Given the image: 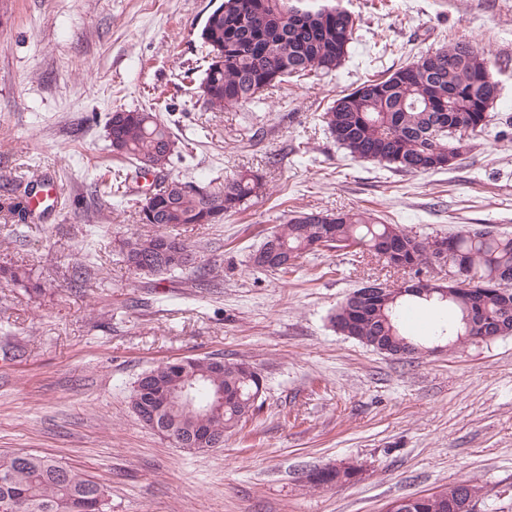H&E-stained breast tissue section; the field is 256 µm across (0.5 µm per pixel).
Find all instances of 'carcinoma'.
I'll use <instances>...</instances> for the list:
<instances>
[{"label":"carcinoma","instance_id":"1","mask_svg":"<svg viewBox=\"0 0 512 512\" xmlns=\"http://www.w3.org/2000/svg\"><path fill=\"white\" fill-rule=\"evenodd\" d=\"M354 20L341 0H218L197 32L206 54L224 53V64L211 63L198 75L209 86L203 106L210 112L247 105L263 92L292 78L330 75L342 65L353 43ZM499 82L490 60L470 42H455L420 56L382 78L367 80L338 98L322 119L336 144L350 156L395 165L410 173L445 170L448 149L463 156L471 151V138L490 125L489 110L497 101ZM107 138L119 144L116 155L140 169L147 159L159 188L145 199L142 208L150 215L140 218L162 231L148 236L132 235L119 242L126 266L140 274H172L183 270L173 255L160 249L177 236L166 232L185 224H220L262 193L264 176L246 171L206 187V192L187 191V182L163 176L177 149L168 127L146 109L116 110L106 123ZM34 185L7 205L21 221L29 219L27 202ZM321 212L295 211L267 238L276 250L263 259L249 257L253 269L284 278L297 261L325 249L356 246L361 253L390 254L404 269L429 267L430 249L446 247L447 259L460 273L449 286L448 299L419 289L366 293L357 288L330 315L337 333L371 347L403 349L421 354L435 343L468 342L467 319L495 329L512 325V291L504 287L512 279V235L466 227L444 235L421 238L401 224L379 222L364 212H339L330 220ZM0 278L41 294L44 286L32 281L22 266L0 265ZM426 306L438 313L432 333L411 331L408 313ZM243 361L226 362L215 370L209 358L184 357L161 362L142 373L130 391V406L148 429L167 438L190 442L198 434L222 438L224 433L247 422L256 410L255 398L263 394L261 376ZM201 385L202 396L224 391L223 412L200 419L175 401L157 403L156 395L186 381ZM349 470L311 475L316 485L348 482ZM456 489L408 498L405 512H452L450 500ZM0 512H112L109 489L71 466L26 452L0 456Z\"/></svg>","mask_w":512,"mask_h":512}]
</instances>
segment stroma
<instances>
[{
	"instance_id": "1",
	"label": "stroma",
	"mask_w": 512,
	"mask_h": 512,
	"mask_svg": "<svg viewBox=\"0 0 512 512\" xmlns=\"http://www.w3.org/2000/svg\"><path fill=\"white\" fill-rule=\"evenodd\" d=\"M355 40L335 76L205 111L179 64L201 57L210 0H0V265L47 290L0 279V455L24 450L108 486L112 512H385L399 498L466 481L482 512H512V336L414 359L337 334L329 314L365 283L413 271L320 251L288 278L251 254L295 210H361L419 236L487 224L512 234V0H342ZM457 41L495 62L487 133L448 169L406 173L351 157L321 115L347 90ZM153 108L181 154L168 177L222 182L242 170L267 190L220 224L178 236L195 263L149 276L119 242L151 182L114 192L123 167L108 113ZM59 184L55 208L18 222L12 188ZM88 269L74 282L73 251ZM223 355L262 375L263 404L223 447L189 453L146 429L129 391L173 358ZM355 469L314 485L312 472ZM30 271L22 266H2L0 265V278L13 281L22 285L26 290L36 294H41L45 290L40 282H33Z\"/></svg>"
}]
</instances>
